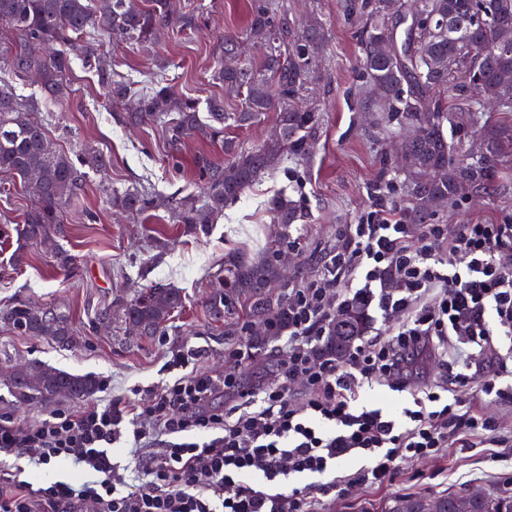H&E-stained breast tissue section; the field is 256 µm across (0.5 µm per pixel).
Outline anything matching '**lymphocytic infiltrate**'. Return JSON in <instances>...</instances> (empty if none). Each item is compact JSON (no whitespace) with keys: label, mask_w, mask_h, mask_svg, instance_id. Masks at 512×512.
<instances>
[{"label":"lymphocytic infiltrate","mask_w":512,"mask_h":512,"mask_svg":"<svg viewBox=\"0 0 512 512\" xmlns=\"http://www.w3.org/2000/svg\"><path fill=\"white\" fill-rule=\"evenodd\" d=\"M398 214L379 206L343 225L323 272L289 289L274 380L247 387L179 353L147 408L90 402L34 425L1 419V451L66 458L94 478L36 486L1 463L0 512H320L323 495L386 484L452 443L506 445L498 419L459 391L512 404V223L416 225ZM356 301L375 327L339 360L326 340L337 310ZM428 358L443 365L441 383L424 372ZM377 383L411 396L404 423L363 404ZM119 442L133 464L113 462ZM352 455L369 466L333 476ZM293 477L308 483L289 487Z\"/></svg>","instance_id":"obj_1"}]
</instances>
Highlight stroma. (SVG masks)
Wrapping results in <instances>:
<instances>
[{"label":"stroma","mask_w":512,"mask_h":512,"mask_svg":"<svg viewBox=\"0 0 512 512\" xmlns=\"http://www.w3.org/2000/svg\"><path fill=\"white\" fill-rule=\"evenodd\" d=\"M252 0H170L174 15L192 14L197 29H174L161 40L156 53L132 41L103 34L101 54L121 77L146 85H167L179 96L206 101L223 97L224 86L214 80V66L223 55L225 35L244 36ZM298 20L318 18L327 33L319 74L304 94L323 121L309 159L286 161L276 172L262 175L236 202L224 208V219L209 234H194L173 223L159 208L124 216L113 213L110 188L143 189L165 199L199 192L196 156L223 161L224 151L202 133L182 138L171 149L168 133L148 121L129 129L117 124L114 106L105 97L93 69L73 60L69 76L76 95L59 104L43 99L32 78L16 77L8 61L19 46L15 32L0 25V83L21 100H34L35 117L44 124L53 146L68 155L91 146L109 161L106 169L86 172L78 200L67 207L62 244L76 259L71 273L59 272L52 260L32 244H22L17 231L32 200L20 178L0 176V309L18 301L34 302L66 313L80 338L65 347L49 337L18 336L0 323V368L41 362L73 374L91 375L99 382L94 399L125 408L149 405L156 386L173 380L167 362L172 354L193 352L196 368L210 375L224 372V361L235 337L210 326L205 308L210 276L227 252L246 248L261 252L276 234L270 221V200L283 191L300 188L308 218L293 225L288 250L302 277L322 271V259L336 246L340 225L356 223L375 204L403 205L405 187L394 181L385 191L374 185L405 132H384L376 119L355 111L348 90L358 82L360 52L355 25L340 10V0H280ZM512 219V166L506 167L490 199L474 205L449 207L439 224H500ZM156 284L182 289L186 303L153 338L125 335L121 323L104 327L99 310L131 290ZM256 358L238 363L244 383L270 380L283 358L273 336L251 339ZM77 405L59 399L44 405L19 404L0 380V418L33 425L58 411ZM23 468L33 484L56 480L79 483L87 475L67 461L35 464L7 453L0 457ZM512 492V463L499 449L479 443L442 449L399 471L396 478L374 487L354 484L346 492L323 497L322 512H382L396 497H438L463 488Z\"/></svg>","instance_id":"35a3bbf8"}]
</instances>
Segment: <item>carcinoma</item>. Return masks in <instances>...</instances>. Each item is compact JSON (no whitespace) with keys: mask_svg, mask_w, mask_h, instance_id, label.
I'll list each match as a JSON object with an SVG mask.
<instances>
[{"mask_svg":"<svg viewBox=\"0 0 512 512\" xmlns=\"http://www.w3.org/2000/svg\"><path fill=\"white\" fill-rule=\"evenodd\" d=\"M402 6L408 15L419 14L427 23L404 29L397 45V23L392 18L395 0H343L344 15L358 21L361 51L360 84L350 88L349 95L360 111L381 113L382 123L395 121L418 130L416 138L401 142L406 157L400 159L395 173L404 177L406 186L402 220L429 224L437 209L461 199L459 183L466 182L473 195L490 196L498 188L502 170L512 165V123L494 120L483 110L484 102L494 100L497 111L512 112V88L503 84L505 77H512V47L499 42L501 30L512 29V0H408ZM0 23L21 39L20 50L11 58L15 73H36L42 96L63 101L75 94L68 77L70 58L63 53L46 56L44 47L80 40L96 24L122 40L150 47L161 28L172 24L191 28L196 18L174 17L169 0H148L144 7L134 0H108L97 19L88 0H0ZM246 36L262 50L258 63L221 64L214 71V79L224 84V94L242 97L240 108L229 114L224 99L210 98L205 123L198 100L177 97L166 86L139 93L100 61L93 43L83 45V64L96 69L98 83L112 102L137 96L135 111L117 114L123 125L146 119L166 123L175 143L202 128L224 148L223 164L204 155L197 157L201 195L177 198L172 207L174 223L196 234L209 233L223 216L224 206L243 196L261 175L277 170L290 157L308 158L321 126L320 112L305 106L302 96L326 40L325 24L303 25L273 0H253ZM448 94L465 102L456 124L457 142L444 132ZM265 112L276 113L277 139L246 150L224 137L227 121L246 127ZM474 138L481 143L477 154L467 148ZM79 163L105 166L103 157L90 148L82 152ZM77 164L53 150L42 124L22 108L12 89L1 87L0 174L21 178L34 200L21 236L49 254L66 274L74 269V258L60 240L65 234L64 209L83 184L84 172ZM109 194L112 205L126 212H142L154 204L142 189H111ZM269 210L281 229L278 239L260 255L239 250L225 256L205 302L211 324L224 328L229 336L246 334L254 324L264 325L265 333L274 336L288 322V296L272 297L265 286L278 277L276 256L288 242L292 225L305 221L307 213L301 201L285 192L271 201ZM184 303L180 289L156 285L103 308L98 319L118 320L130 334L148 338L163 332ZM0 320L20 336H50L67 347L79 343L68 317L51 307L17 302L0 311ZM365 329L359 304L338 310L329 336L330 351L345 357ZM9 385L18 400L45 404L61 397L84 401L99 388L91 375L71 374L40 362L14 370ZM438 501L440 512H512V492L487 491L477 499L450 493ZM428 505L424 497L398 498L388 502L385 512H426Z\"/></svg>","mask_w":512,"mask_h":512,"instance_id":"cac0c4a2","label":"carcinoma"}]
</instances>
